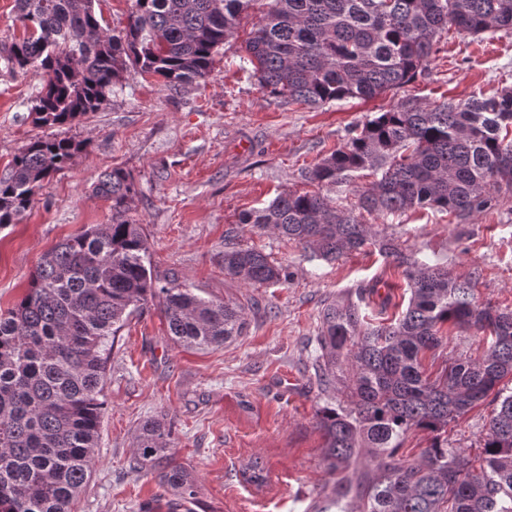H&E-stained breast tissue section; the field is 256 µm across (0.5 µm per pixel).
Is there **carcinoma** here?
<instances>
[{
  "label": "carcinoma",
  "mask_w": 512,
  "mask_h": 512,
  "mask_svg": "<svg viewBox=\"0 0 512 512\" xmlns=\"http://www.w3.org/2000/svg\"><path fill=\"white\" fill-rule=\"evenodd\" d=\"M96 0H16L25 35L0 49L11 71L41 70L33 99L37 126L74 123L114 93L125 74L157 77L177 90L208 77L215 55L243 13L266 9L245 41L259 86L290 102L322 106L397 91L430 65L437 36L512 32V0H133L128 24L103 25ZM512 86L488 97L433 104L406 97L349 132L306 173L314 191L288 192L244 211L239 223L293 241L332 262L373 245L402 269L410 297L388 325L366 326L359 305L327 304L320 316L317 379L336 391L319 415L325 456L349 468L362 454L375 474L362 512H512V309L480 306L467 281L438 263L411 259L379 240L354 210L389 216L432 209L460 220L494 208L512 192ZM83 152L67 137H37L0 177V228L17 223L52 174ZM375 177L355 209L322 193ZM95 194L112 203V223L96 224L45 254L30 288L0 313V512H72L91 475L104 408L107 363L124 322L158 300L172 340L217 348L242 334L237 305L171 283L157 286L144 225L131 214L133 176L100 174ZM224 271L248 285L288 280L286 268L255 248L224 252ZM490 335L480 359L461 358L436 375L423 358L444 342L446 324ZM492 398L479 466L448 447V425ZM429 441L419 456L402 451L407 433ZM136 465L171 458L164 418L144 421ZM244 481L260 486L266 466L254 456ZM166 488L196 495L195 476L167 464ZM352 484L340 482L318 512L336 507Z\"/></svg>",
  "instance_id": "obj_1"
}]
</instances>
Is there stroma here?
Masks as SVG:
<instances>
[{
    "mask_svg": "<svg viewBox=\"0 0 512 512\" xmlns=\"http://www.w3.org/2000/svg\"><path fill=\"white\" fill-rule=\"evenodd\" d=\"M257 20L253 11L242 19L209 77L175 92L157 78L126 76L119 95L60 129L36 126L28 112L44 73L13 74L0 64V175L34 137L57 134L86 145L72 165L44 181L18 223L0 229V309L26 293L41 258L59 241L111 223L110 202L92 186L98 174L120 167L135 181L134 214L149 235L154 275L235 302L246 320L237 339L196 350L174 343L156 306L129 317L107 366L93 472L73 512H311L345 475L326 461L317 424L327 401L315 377L321 311L358 298L368 322L394 316L401 270L372 246L335 262L309 258L296 243L240 223L239 215L281 193L310 190L307 169L400 95L320 107L272 96L241 67ZM439 48L404 95L459 101L512 85V34L445 32ZM365 221L406 254L471 282L480 303L512 309V194H503L491 213L465 221L422 209ZM229 238L261 249L288 268L290 279L251 286L225 274ZM442 332L443 346L426 363L478 359L486 351L473 331L448 325ZM493 409L485 401L451 423L449 447L479 455ZM154 417L172 430L175 463L196 475V500L163 487L159 467L134 468L138 428ZM252 456L266 464L260 488L240 478Z\"/></svg>",
    "mask_w": 512,
    "mask_h": 512,
    "instance_id": "stroma-1",
    "label": "stroma"
}]
</instances>
